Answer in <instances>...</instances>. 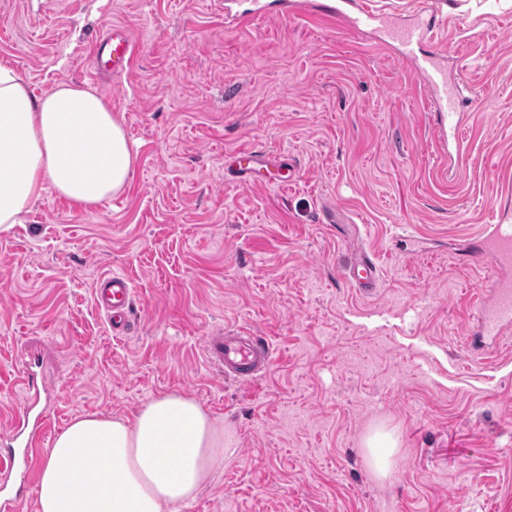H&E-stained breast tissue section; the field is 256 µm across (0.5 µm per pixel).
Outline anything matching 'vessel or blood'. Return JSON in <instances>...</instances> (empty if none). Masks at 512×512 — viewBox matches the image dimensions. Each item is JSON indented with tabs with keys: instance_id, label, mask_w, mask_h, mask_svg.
Masks as SVG:
<instances>
[{
	"instance_id": "b4317fda",
	"label": "vessel or blood",
	"mask_w": 512,
	"mask_h": 512,
	"mask_svg": "<svg viewBox=\"0 0 512 512\" xmlns=\"http://www.w3.org/2000/svg\"><path fill=\"white\" fill-rule=\"evenodd\" d=\"M253 9L235 11L225 8L226 24L239 26L254 19L258 13L280 9L285 15L313 14L346 27L376 34L378 42L393 50L419 78L429 93L434 110L431 123L440 146L462 142L464 137V105L469 97L467 84L461 76L448 70V53L438 45L436 15L416 14L407 20L395 13H381L368 5V0H254ZM136 43L128 28L113 27L111 34L100 41L93 57L95 69L115 76L130 68ZM224 167L236 178H245L270 186L283 187L290 180L288 173L270 155L239 150L224 157ZM469 262H491L497 274L483 289L478 315L466 340L468 352L496 344L504 330L512 328V226L488 224L468 251ZM343 274L353 287L371 292L380 281L381 267L375 257H355ZM133 288L119 274L101 276L94 289V301L104 313L113 336L129 335L132 329ZM205 353L209 362L223 373L225 379L245 382L268 370L273 362L272 344L268 337L239 327L207 337ZM36 399H29L17 412L10 430L16 443L15 452L0 456V512H22L25 499L9 490L10 482L27 481L30 444L34 435L44 432L45 412L37 411Z\"/></svg>"
}]
</instances>
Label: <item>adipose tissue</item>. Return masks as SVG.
<instances>
[{"label": "adipose tissue", "mask_w": 512, "mask_h": 512, "mask_svg": "<svg viewBox=\"0 0 512 512\" xmlns=\"http://www.w3.org/2000/svg\"><path fill=\"white\" fill-rule=\"evenodd\" d=\"M135 159L94 91L60 82L36 96L0 64V230L46 189L89 208L121 191ZM224 460V430L193 399L163 394L134 419H76L37 475L39 512H164L195 498Z\"/></svg>", "instance_id": "obj_1"}]
</instances>
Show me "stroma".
Masks as SVG:
<instances>
[{
	"instance_id": "obj_1",
	"label": "stroma",
	"mask_w": 512,
	"mask_h": 512,
	"mask_svg": "<svg viewBox=\"0 0 512 512\" xmlns=\"http://www.w3.org/2000/svg\"><path fill=\"white\" fill-rule=\"evenodd\" d=\"M402 2L445 19L448 66L478 95L445 157L417 77L370 35L315 16L228 27L224 0H0V62L38 96L97 92L136 150L120 193L82 209L50 191L0 231V435L30 369L54 396L43 451L78 416L162 393L223 426V465L176 512H512V332L466 353L495 269L457 252L512 225V0ZM116 23L139 51L109 81L92 59ZM243 147L291 183L225 179ZM360 254L381 262L368 296L340 273ZM112 272L134 289L123 338L93 296ZM233 327L273 346L249 383L206 360Z\"/></svg>"
}]
</instances>
